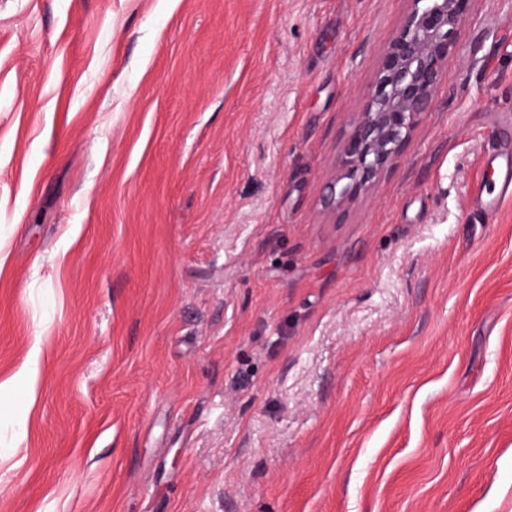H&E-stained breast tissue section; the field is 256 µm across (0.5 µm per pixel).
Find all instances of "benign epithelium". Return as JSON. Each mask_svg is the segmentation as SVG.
I'll use <instances>...</instances> for the list:
<instances>
[{
  "instance_id": "benign-epithelium-1",
  "label": "benign epithelium",
  "mask_w": 512,
  "mask_h": 512,
  "mask_svg": "<svg viewBox=\"0 0 512 512\" xmlns=\"http://www.w3.org/2000/svg\"><path fill=\"white\" fill-rule=\"evenodd\" d=\"M472 2L411 0L400 30L378 60L375 89L343 144L341 173L327 207H342L367 193L431 111Z\"/></svg>"
}]
</instances>
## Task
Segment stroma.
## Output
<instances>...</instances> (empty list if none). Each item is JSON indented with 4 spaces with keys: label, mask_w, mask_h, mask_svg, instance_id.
<instances>
[{
    "label": "stroma",
    "mask_w": 512,
    "mask_h": 512,
    "mask_svg": "<svg viewBox=\"0 0 512 512\" xmlns=\"http://www.w3.org/2000/svg\"><path fill=\"white\" fill-rule=\"evenodd\" d=\"M409 0H0V512H512V0L326 208ZM492 141L482 161L483 171L490 174L489 179L480 184L474 193V209L486 217L494 216L505 198L512 196V154L503 152L502 137L496 136L495 131L489 134Z\"/></svg>",
    "instance_id": "stroma-1"
}]
</instances>
